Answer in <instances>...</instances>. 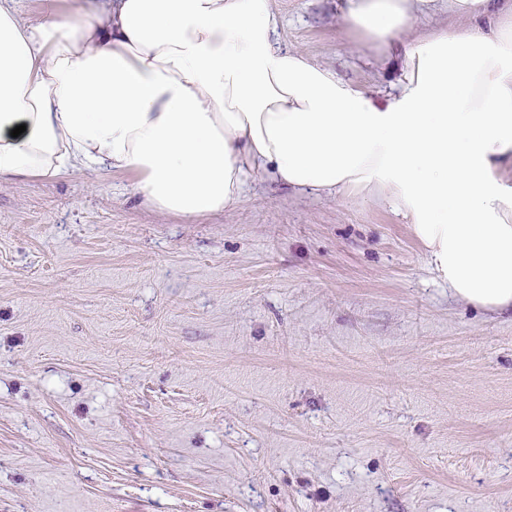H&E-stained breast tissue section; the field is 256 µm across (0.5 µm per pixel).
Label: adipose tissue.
<instances>
[{
	"label": "adipose tissue",
	"instance_id": "1",
	"mask_svg": "<svg viewBox=\"0 0 512 512\" xmlns=\"http://www.w3.org/2000/svg\"><path fill=\"white\" fill-rule=\"evenodd\" d=\"M432 2L343 0L350 47L404 50L378 107L281 47L271 0H83L37 22L0 0V183L130 171L142 205L188 220L236 207L257 172L370 193L454 297L512 310V0H451L469 26L416 35Z\"/></svg>",
	"mask_w": 512,
	"mask_h": 512
}]
</instances>
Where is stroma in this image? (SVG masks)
<instances>
[{"instance_id": "obj_1", "label": "stroma", "mask_w": 512, "mask_h": 512, "mask_svg": "<svg viewBox=\"0 0 512 512\" xmlns=\"http://www.w3.org/2000/svg\"><path fill=\"white\" fill-rule=\"evenodd\" d=\"M341 0L283 46L386 105ZM130 172L0 183V512H512V312L436 279L377 197L251 176L143 207Z\"/></svg>"}]
</instances>
